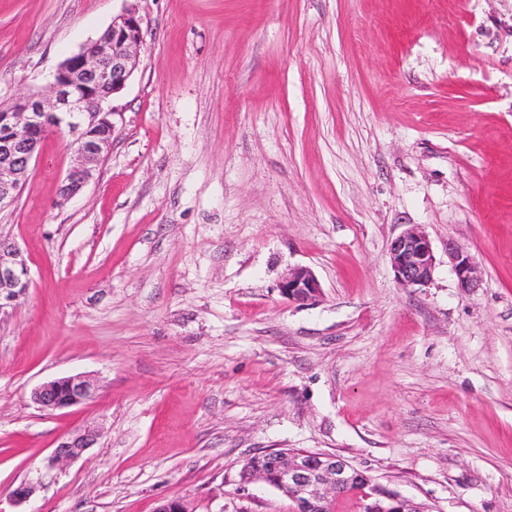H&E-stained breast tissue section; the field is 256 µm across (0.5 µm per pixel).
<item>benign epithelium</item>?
Wrapping results in <instances>:
<instances>
[{
	"instance_id": "1",
	"label": "benign epithelium",
	"mask_w": 512,
	"mask_h": 512,
	"mask_svg": "<svg viewBox=\"0 0 512 512\" xmlns=\"http://www.w3.org/2000/svg\"><path fill=\"white\" fill-rule=\"evenodd\" d=\"M143 43L141 20L128 8L112 19L96 41L69 54L50 75L51 95L28 94L0 105V210L12 205L28 177L43 137L53 129H66L72 137L76 160L61 182L64 200L77 195L95 176L114 132V96L126 86L137 65V49ZM448 259L458 284L470 292L479 287L480 267L471 251L448 243ZM389 261L394 278L403 288L427 285L435 269V255L428 234L413 224L393 239ZM31 279L20 248L0 236V315L14 308L30 287ZM288 301L311 305L322 288L307 267L288 270L279 282ZM93 380L73 375L35 389L32 400L46 410L65 409L92 398ZM91 429L74 430L63 436L47 465L51 468L80 458L97 442ZM265 465L244 474V480H262L309 512H330L349 500L352 486L362 480L376 490L364 471L329 453L272 451L262 455ZM385 497L392 503L380 512H424L394 492Z\"/></svg>"
}]
</instances>
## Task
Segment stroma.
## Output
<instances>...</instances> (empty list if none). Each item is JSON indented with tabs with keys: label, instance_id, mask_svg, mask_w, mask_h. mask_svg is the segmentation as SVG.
<instances>
[{
	"label": "stroma",
	"instance_id": "35a3bbf8",
	"mask_svg": "<svg viewBox=\"0 0 512 512\" xmlns=\"http://www.w3.org/2000/svg\"><path fill=\"white\" fill-rule=\"evenodd\" d=\"M128 6L144 39L94 179L59 202L75 154L48 134L0 211L31 277L0 316V512H297L240 480L282 448L430 512H512V0H0V102L48 94ZM411 224L420 288L388 257ZM301 266L310 306L278 289ZM77 374L90 400L33 403ZM389 261L399 286L415 288L427 285L435 269V255L425 230L413 224L393 239L389 246ZM448 259L456 274L460 288L470 292L479 287L480 267L475 256L468 248L449 242ZM281 295L289 302L312 305L320 297L322 288L316 275L307 267L289 269L279 282ZM97 438L98 434L91 429H78L66 434L59 440L47 465L54 468L80 458L89 448H93Z\"/></svg>",
	"mask_w": 512,
	"mask_h": 512
}]
</instances>
